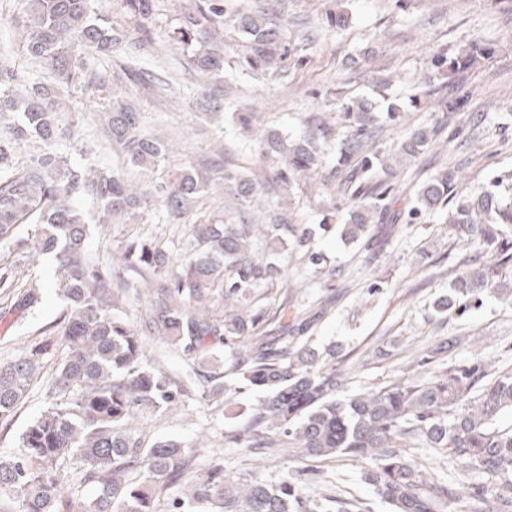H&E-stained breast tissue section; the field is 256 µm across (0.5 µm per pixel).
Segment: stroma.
Wrapping results in <instances>:
<instances>
[{
	"instance_id": "obj_1",
	"label": "stroma",
	"mask_w": 512,
	"mask_h": 512,
	"mask_svg": "<svg viewBox=\"0 0 512 512\" xmlns=\"http://www.w3.org/2000/svg\"><path fill=\"white\" fill-rule=\"evenodd\" d=\"M255 2L224 0L221 79L198 73L188 52L178 46L147 47L138 53L140 66L162 75L172 86L165 95L141 81L124 86L128 98L138 104L145 128L174 142L168 167L197 166L220 149L226 166L252 170L262 180V202H278L277 189L265 183L274 163L259 158L255 150L260 130L274 127L297 133L310 117H327L337 135L325 148L326 162L332 167L339 157V140L346 133L340 105L363 96L375 103L388 97L399 106V121L382 124L380 141L386 145L399 141L405 126L449 123V132L439 137L432 152L406 168L395 183L399 207H407L419 183L443 166L462 167L467 180L479 185L512 174V8L505 0H284L285 35L293 54L280 80L238 66L246 47L231 17L236 9ZM338 11L347 13L346 27L328 29L327 13ZM477 38L493 42L494 55L466 72L468 97L463 108L451 114L437 111L436 98L428 93L430 54L438 49L456 52ZM369 46L375 49L372 64L350 66V57ZM204 87L220 88L232 107L255 113V127L244 128L228 114L202 116L199 101ZM96 102L93 89L69 97L68 105L78 119L75 132L83 141L95 143L91 159L98 166L122 167L120 150L102 135ZM341 200L326 171L300 178L293 221L322 223ZM233 206L222 191L212 190L198 199L175 232L156 209L143 224H94L88 249L105 260L126 240L148 233L178 255L192 241V225L221 220ZM316 248L326 254L336 272L311 279L289 301L288 317L299 318L315 301L335 295L331 310L311 330L312 344L320 350L332 344L340 349L339 365L348 374L346 393L386 384L399 375L418 346L460 334L466 338L463 348L449 352L441 363L421 367L423 377L479 359L499 369H512V296L486 291L481 303L461 315L443 317L432 309L434 299L448 292L451 267L476 252L475 247L449 239L444 216L423 224H400L373 257L341 240L334 225L319 233ZM53 274L54 260L49 255L27 271V279L39 285L45 297L42 308L32 314L15 311L0 290L1 361L44 340L46 334H61L67 304L52 286ZM378 345L388 350V357L366 359V350ZM258 399L257 391L243 388L231 397L228 413H212L192 395L171 411L141 412L142 445L147 448L163 438L192 445L193 470L199 476L218 461L225 478L234 482L255 475L276 483L289 476L308 495L329 493L339 500L358 501L363 512H389L364 479L365 462L310 458L298 452L286 457L248 453L229 443V436L248 423ZM201 436L206 443L195 448Z\"/></svg>"
}]
</instances>
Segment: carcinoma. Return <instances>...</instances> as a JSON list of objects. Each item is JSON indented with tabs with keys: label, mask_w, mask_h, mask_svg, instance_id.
<instances>
[{
	"label": "carcinoma",
	"mask_w": 512,
	"mask_h": 512,
	"mask_svg": "<svg viewBox=\"0 0 512 512\" xmlns=\"http://www.w3.org/2000/svg\"><path fill=\"white\" fill-rule=\"evenodd\" d=\"M14 19L27 57L45 73L30 82L13 65L0 62V244L14 245L16 259L0 264V288H13L14 305L28 311L42 304L39 288L20 284L14 275L32 257L51 254L56 261L54 287L69 305L62 333L67 356L49 377L41 374L49 342L34 344L12 360L0 362V426L8 425L35 386L46 400L42 413L19 437L18 450L0 454V512H161V492L191 483L172 512L206 502L216 512H328L288 479L277 484L258 477L244 484L224 482V467L214 464L200 480L191 475L188 445L173 439L141 446L132 420L138 412L169 410L189 391L211 411H224V371L193 361L224 349L230 374L264 393L250 422L229 442L245 449H300L315 458L350 457L369 461L364 478L391 512H450L456 492L448 481L416 462L412 450L435 448L467 471L490 476L489 487L471 482L470 512H512V369L497 371L483 361L449 368L424 381L401 376L389 384L341 397L345 378L307 336L335 295L308 309L309 316L288 325L277 322L291 291L303 287L283 279V253L292 250L310 276L326 269L315 247V230L291 222L286 209L261 210L257 186L224 165V151L200 169L166 168L169 144L143 128L139 108L113 87L112 77L89 68L94 57L112 56L124 46L176 43L190 52L192 66L210 76L224 74L220 26L223 0H202L177 27L159 31L154 0H116L129 26L95 10L96 0H24ZM265 9L244 10L234 24L249 44L241 66L272 77L281 74L291 54L284 24ZM492 45L472 41L455 54L434 52L429 68L443 86L492 57ZM98 90L104 135L121 148L125 168L152 177L145 187L126 173L76 165L60 146L74 137V125L61 94ZM347 122L344 152L330 174L349 194L348 217L340 236L373 256L396 233L401 212L392 194L394 174L405 162L422 158L444 128L412 127L399 145L385 153L374 146L380 125L371 104L361 98L341 103ZM335 136L332 124L311 118L298 138L265 131L256 150L277 158L269 176L288 192L298 178L322 168V145ZM33 149L29 162L15 164L21 148ZM382 172L389 182L374 180ZM218 188L239 209L223 224H194L196 248L172 257L149 238L127 242L102 264L85 251L89 224H144L158 204L177 224L203 193ZM448 209L450 235L469 244L479 241L484 263L464 258L453 269L448 296L436 305L447 316L465 311L490 288H507L503 270L512 268V183L493 179L465 191L458 171H438L419 187L405 223L421 224L437 209ZM27 236H20V229ZM267 254L258 256L251 242ZM127 272L135 278L123 280ZM147 289L149 306L134 325L120 311L119 295ZM159 336L190 357L181 379L143 360V337ZM465 344L464 338L428 342L429 359ZM92 486V495L64 499V480Z\"/></svg>",
	"instance_id": "cac0c4a2"
}]
</instances>
